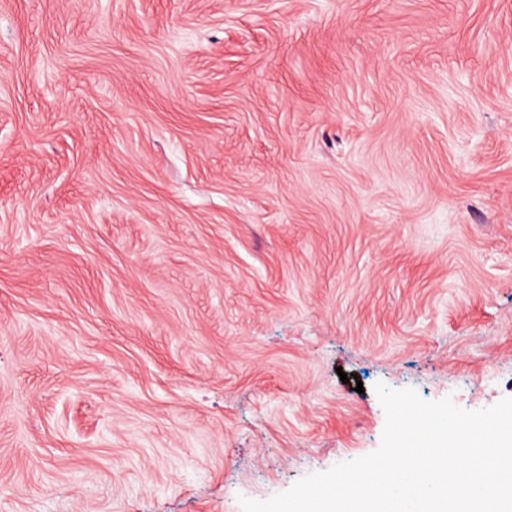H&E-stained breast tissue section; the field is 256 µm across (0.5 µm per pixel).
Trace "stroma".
<instances>
[{
    "mask_svg": "<svg viewBox=\"0 0 512 512\" xmlns=\"http://www.w3.org/2000/svg\"><path fill=\"white\" fill-rule=\"evenodd\" d=\"M380 382L512 397V0H0V512H242Z\"/></svg>",
    "mask_w": 512,
    "mask_h": 512,
    "instance_id": "stroma-1",
    "label": "stroma"
}]
</instances>
